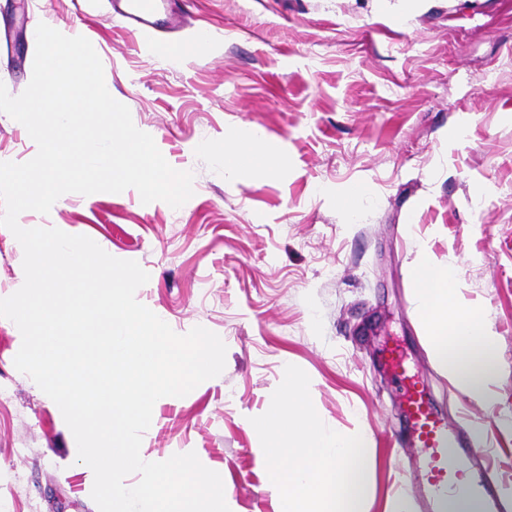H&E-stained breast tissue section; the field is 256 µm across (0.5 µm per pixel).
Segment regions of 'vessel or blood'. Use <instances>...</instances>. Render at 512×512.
I'll use <instances>...</instances> for the list:
<instances>
[{
  "label": "vessel or blood",
  "instance_id": "1",
  "mask_svg": "<svg viewBox=\"0 0 512 512\" xmlns=\"http://www.w3.org/2000/svg\"><path fill=\"white\" fill-rule=\"evenodd\" d=\"M194 0H112L106 18L119 19L143 49L158 45L162 28L181 29ZM384 361L396 378L412 444L418 450L417 473L426 512H447L457 498L472 499L479 512H498L508 488L492 469L475 473L473 461L488 450L467 430L450 429L437 412L427 386L409 371L399 349L388 350Z\"/></svg>",
  "mask_w": 512,
  "mask_h": 512
}]
</instances>
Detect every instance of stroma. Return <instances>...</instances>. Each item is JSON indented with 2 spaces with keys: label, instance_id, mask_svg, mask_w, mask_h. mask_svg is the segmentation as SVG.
I'll use <instances>...</instances> for the list:
<instances>
[{
  "label": "stroma",
  "instance_id": "obj_1",
  "mask_svg": "<svg viewBox=\"0 0 512 512\" xmlns=\"http://www.w3.org/2000/svg\"><path fill=\"white\" fill-rule=\"evenodd\" d=\"M108 0H0V82L32 77L31 19L94 46L112 96L167 162L194 175L179 209L135 189L69 193L22 227L94 240L148 272L137 300L179 334L202 326L225 369L153 408L140 454L195 452L218 472L230 512H280L252 417L286 365L303 369L321 420L373 448L367 512H391L414 450L382 365L400 344L448 422L480 421L512 485V0H195L211 47L186 65L140 51ZM496 71L492 87L482 85ZM259 130L274 171L227 179L200 144ZM37 153L0 113V162ZM360 189L358 214L349 197ZM454 266L461 302L487 317L505 373L491 399L461 395L435 366L411 278L421 254ZM23 254L0 226V298L23 283ZM17 326L0 317V512H98L59 407L19 372Z\"/></svg>",
  "mask_w": 512,
  "mask_h": 512
}]
</instances>
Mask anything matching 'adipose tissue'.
Here are the masks:
<instances>
[{
  "label": "adipose tissue",
  "mask_w": 512,
  "mask_h": 512,
  "mask_svg": "<svg viewBox=\"0 0 512 512\" xmlns=\"http://www.w3.org/2000/svg\"><path fill=\"white\" fill-rule=\"evenodd\" d=\"M262 136L225 137L223 144L207 143L206 150L221 160L225 177L244 169L248 157L261 155ZM422 317L431 339L432 357L460 393L486 397L502 371L490 322L464 306L458 298L454 269L422 261L413 273Z\"/></svg>",
  "instance_id": "ef3b65f1"
}]
</instances>
